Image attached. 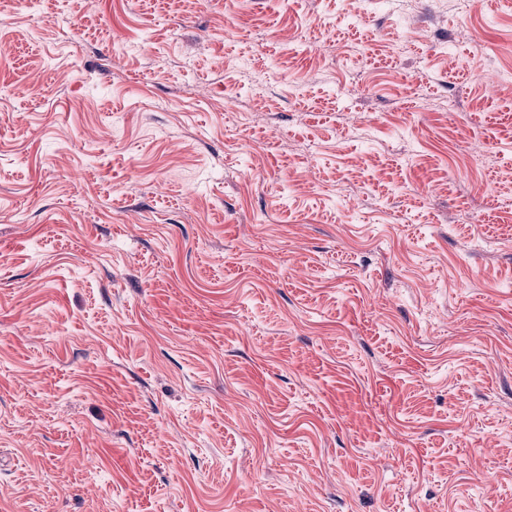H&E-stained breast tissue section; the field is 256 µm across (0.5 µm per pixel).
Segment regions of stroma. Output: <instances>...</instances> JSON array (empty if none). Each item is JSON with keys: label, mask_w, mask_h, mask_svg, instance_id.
I'll return each instance as SVG.
<instances>
[{"label": "stroma", "mask_w": 512, "mask_h": 512, "mask_svg": "<svg viewBox=\"0 0 512 512\" xmlns=\"http://www.w3.org/2000/svg\"><path fill=\"white\" fill-rule=\"evenodd\" d=\"M392 3L0 0V512H512V0Z\"/></svg>", "instance_id": "1"}]
</instances>
